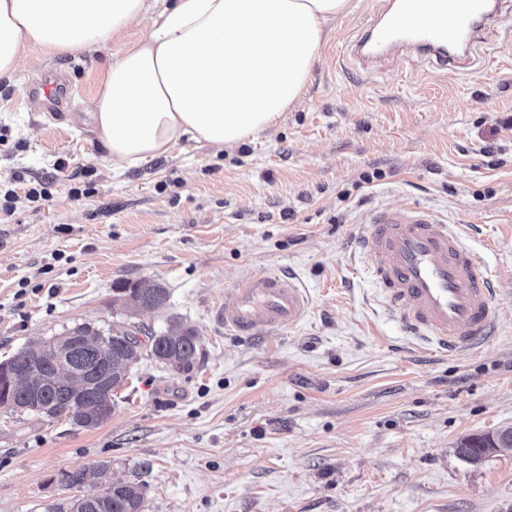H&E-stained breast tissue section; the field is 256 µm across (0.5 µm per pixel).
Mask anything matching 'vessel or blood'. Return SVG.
Here are the masks:
<instances>
[{
    "mask_svg": "<svg viewBox=\"0 0 512 512\" xmlns=\"http://www.w3.org/2000/svg\"><path fill=\"white\" fill-rule=\"evenodd\" d=\"M501 11L500 0H404L361 36L354 54L370 69L401 47L435 59L448 73L464 72L486 54ZM35 94L53 112L63 111L68 97L58 75L46 78ZM356 244L405 329L428 334L448 356L465 345L480 347L489 336L493 289L451 225L417 207L382 208L370 214ZM307 309L292 278L265 273L234 286L222 318L236 335L258 336L299 323Z\"/></svg>",
    "mask_w": 512,
    "mask_h": 512,
    "instance_id": "vessel-or-blood-1",
    "label": "vessel or blood"
}]
</instances>
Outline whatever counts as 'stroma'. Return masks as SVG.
Returning <instances> with one entry per match:
<instances>
[{"instance_id":"stroma-1","label":"stroma","mask_w":512,"mask_h":512,"mask_svg":"<svg viewBox=\"0 0 512 512\" xmlns=\"http://www.w3.org/2000/svg\"><path fill=\"white\" fill-rule=\"evenodd\" d=\"M384 8L351 0L275 126L129 170L92 132L110 48L30 46L0 79V193H16L0 212V361L119 320L120 281L169 291L139 322L198 334L187 370L140 353L97 427L0 410V512H48L61 472L99 464L142 484L147 512H512V453L454 452L512 428V13L472 71L447 76L402 51L375 70L345 58ZM56 69L73 87L58 118L27 96ZM406 205L453 224L493 283L480 352L405 332L355 249L372 210ZM260 272L294 276L308 313L233 335L224 303ZM490 433H494L496 435L492 436ZM497 436V431L468 436L463 438L457 444L455 452L459 458L465 462L468 461L470 463H478L488 456H483L485 454L486 448L494 447L491 438H496ZM498 440V445L500 448H494L492 450L494 454L507 452L509 448L512 449L511 435H499ZM463 449H465L464 452H462Z\"/></svg>"}]
</instances>
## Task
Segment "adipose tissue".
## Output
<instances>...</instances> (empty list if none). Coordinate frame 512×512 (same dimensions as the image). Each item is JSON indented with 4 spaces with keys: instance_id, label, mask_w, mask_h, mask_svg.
Returning <instances> with one entry per match:
<instances>
[{
    "instance_id": "ef3b65f1",
    "label": "adipose tissue",
    "mask_w": 512,
    "mask_h": 512,
    "mask_svg": "<svg viewBox=\"0 0 512 512\" xmlns=\"http://www.w3.org/2000/svg\"><path fill=\"white\" fill-rule=\"evenodd\" d=\"M349 0H0V78L26 46H112L92 99L113 166L169 157L182 142L223 150L275 125L305 93L328 24ZM139 38L123 41L136 23Z\"/></svg>"
}]
</instances>
